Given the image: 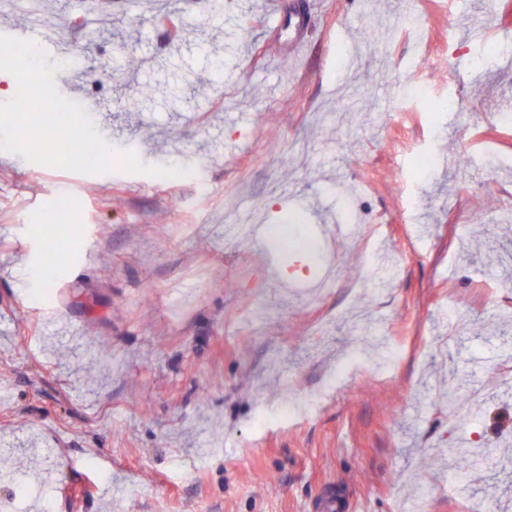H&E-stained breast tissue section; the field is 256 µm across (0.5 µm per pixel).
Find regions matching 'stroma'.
Wrapping results in <instances>:
<instances>
[{"label":"stroma","instance_id":"35a3bbf8","mask_svg":"<svg viewBox=\"0 0 512 512\" xmlns=\"http://www.w3.org/2000/svg\"><path fill=\"white\" fill-rule=\"evenodd\" d=\"M141 2L41 0L72 25L66 57L0 5V502L312 512L333 487L366 512H512L493 471L448 458L478 442L512 481V335L493 330L512 314V0ZM478 24L500 56L476 69ZM30 45L65 81L42 79L48 109L105 146L95 163L44 168L45 118L17 109ZM424 148L440 162L416 179ZM188 164L208 196L153 177ZM289 210L314 261L224 233ZM59 320L77 337L48 334ZM479 382L456 415L449 385ZM298 400L313 414L280 419Z\"/></svg>","mask_w":512,"mask_h":512}]
</instances>
